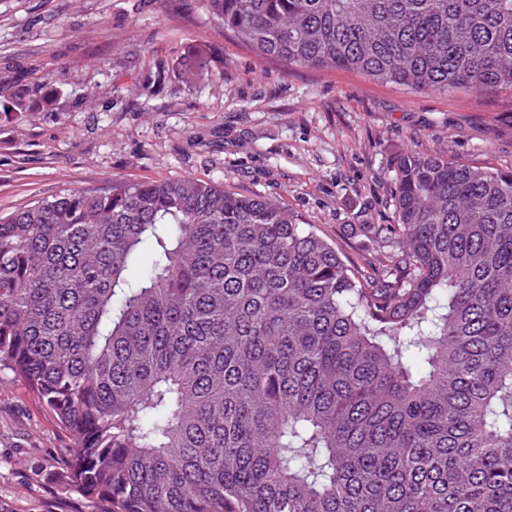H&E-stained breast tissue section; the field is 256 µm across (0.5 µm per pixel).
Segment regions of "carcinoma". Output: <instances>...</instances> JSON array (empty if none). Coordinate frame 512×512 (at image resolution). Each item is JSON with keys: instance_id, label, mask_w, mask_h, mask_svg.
<instances>
[{"instance_id": "1", "label": "carcinoma", "mask_w": 512, "mask_h": 512, "mask_svg": "<svg viewBox=\"0 0 512 512\" xmlns=\"http://www.w3.org/2000/svg\"><path fill=\"white\" fill-rule=\"evenodd\" d=\"M243 47L412 91H512V0H205ZM355 262L193 177L0 219V373L111 512H512V170L417 149ZM151 264L133 280L140 254Z\"/></svg>"}]
</instances>
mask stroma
I'll use <instances>...</instances> for the list:
<instances>
[{"label": "stroma", "instance_id": "35a3bbf8", "mask_svg": "<svg viewBox=\"0 0 512 512\" xmlns=\"http://www.w3.org/2000/svg\"><path fill=\"white\" fill-rule=\"evenodd\" d=\"M0 218L65 188L196 177L285 203L357 258L390 224L408 148L512 169V93L414 92L344 70L289 68L240 46L200 0H0ZM73 440L0 375V503L97 512L60 479Z\"/></svg>", "mask_w": 512, "mask_h": 512}]
</instances>
